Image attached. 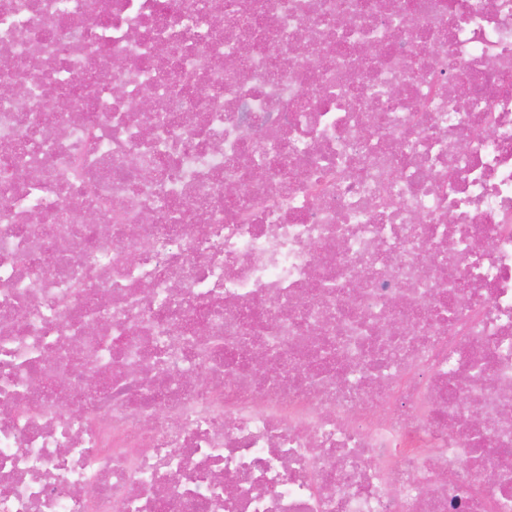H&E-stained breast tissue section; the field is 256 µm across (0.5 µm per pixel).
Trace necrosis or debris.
<instances>
[{
  "label": "necrosis or debris",
  "instance_id": "1",
  "mask_svg": "<svg viewBox=\"0 0 512 512\" xmlns=\"http://www.w3.org/2000/svg\"><path fill=\"white\" fill-rule=\"evenodd\" d=\"M202 2L0 0V512H512V0Z\"/></svg>",
  "mask_w": 512,
  "mask_h": 512
}]
</instances>
